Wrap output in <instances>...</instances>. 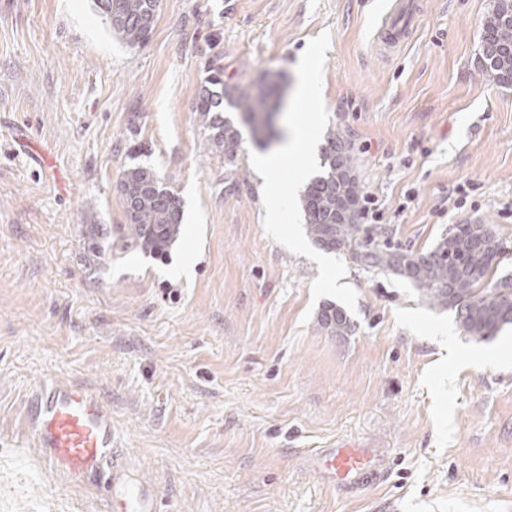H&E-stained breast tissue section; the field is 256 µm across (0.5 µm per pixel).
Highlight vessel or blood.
I'll return each mask as SVG.
<instances>
[{
  "mask_svg": "<svg viewBox=\"0 0 512 512\" xmlns=\"http://www.w3.org/2000/svg\"><path fill=\"white\" fill-rule=\"evenodd\" d=\"M421 12L419 0H395L381 23V43L393 49L410 36ZM32 437L48 462L69 475L97 481L112 489V512H155L149 484L137 482L118 460L112 432V412L90 391L78 387H47L29 410ZM322 459L333 483L358 488L380 476L376 461L358 448L326 450Z\"/></svg>",
  "mask_w": 512,
  "mask_h": 512,
  "instance_id": "obj_1",
  "label": "vessel or blood"
}]
</instances>
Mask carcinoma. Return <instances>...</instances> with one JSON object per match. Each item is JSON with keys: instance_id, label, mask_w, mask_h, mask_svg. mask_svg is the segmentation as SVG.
<instances>
[{"instance_id": "1", "label": "carcinoma", "mask_w": 512, "mask_h": 512, "mask_svg": "<svg viewBox=\"0 0 512 512\" xmlns=\"http://www.w3.org/2000/svg\"><path fill=\"white\" fill-rule=\"evenodd\" d=\"M95 6L130 47L148 40L158 14L155 0H95ZM479 60L487 82L512 87V0H493V8L482 23ZM205 68L207 77L195 111L209 132V149L231 160L236 157L240 132L224 118L226 98L240 112L256 142L266 145L279 74H267L256 86L231 94L224 87L223 56L214 55ZM321 167L322 173L300 194L306 231L318 248L347 251L366 269L407 279L430 304L452 311L475 341H488L512 325V275L496 276L502 259L512 251L492 225L458 224L424 252L405 250L382 231L345 219L348 211L361 217L363 206L350 147L342 135L334 133L328 138ZM119 189L127 220L123 227L126 244L148 256L165 255L180 233L181 199L156 169L140 164L124 170ZM318 324L338 335L351 327L345 309L335 304L322 309Z\"/></svg>"}]
</instances>
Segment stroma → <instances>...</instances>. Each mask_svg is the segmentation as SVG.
Here are the masks:
<instances>
[{
    "mask_svg": "<svg viewBox=\"0 0 512 512\" xmlns=\"http://www.w3.org/2000/svg\"><path fill=\"white\" fill-rule=\"evenodd\" d=\"M423 2L385 54L389 0H161L135 48L94 0H0V512L109 510L105 487L45 466L26 413L46 384L108 405L157 512H512V331L470 340L343 251L325 269L300 204L298 169L319 175L339 133L375 199L361 224L417 252L477 219L512 240V89L477 65L493 0ZM314 47L319 96L299 99ZM218 51L227 87L281 73L277 132L320 117L312 151L268 179L248 126L235 159L206 145L195 103ZM137 162L183 202L162 260L121 247ZM276 195L290 204L270 224ZM327 303L345 335L318 326ZM339 444L382 478L333 486L319 451Z\"/></svg>",
    "mask_w": 512,
    "mask_h": 512,
    "instance_id": "1",
    "label": "stroma"
}]
</instances>
